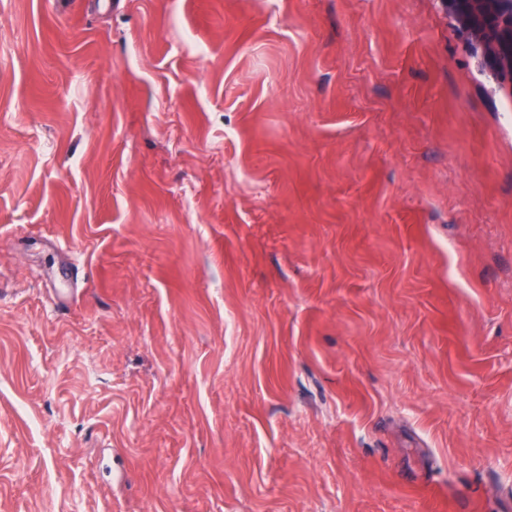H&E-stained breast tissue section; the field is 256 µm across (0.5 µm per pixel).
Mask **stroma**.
<instances>
[{
  "label": "stroma",
  "mask_w": 512,
  "mask_h": 512,
  "mask_svg": "<svg viewBox=\"0 0 512 512\" xmlns=\"http://www.w3.org/2000/svg\"><path fill=\"white\" fill-rule=\"evenodd\" d=\"M0 0V512H512V92L441 0Z\"/></svg>",
  "instance_id": "stroma-1"
}]
</instances>
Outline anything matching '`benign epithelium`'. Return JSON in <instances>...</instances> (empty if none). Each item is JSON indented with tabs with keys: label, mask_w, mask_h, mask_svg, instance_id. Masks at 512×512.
Returning a JSON list of instances; mask_svg holds the SVG:
<instances>
[{
	"label": "benign epithelium",
	"mask_w": 512,
	"mask_h": 512,
	"mask_svg": "<svg viewBox=\"0 0 512 512\" xmlns=\"http://www.w3.org/2000/svg\"><path fill=\"white\" fill-rule=\"evenodd\" d=\"M495 76L512 89V0H441Z\"/></svg>",
	"instance_id": "7a95c632"
}]
</instances>
